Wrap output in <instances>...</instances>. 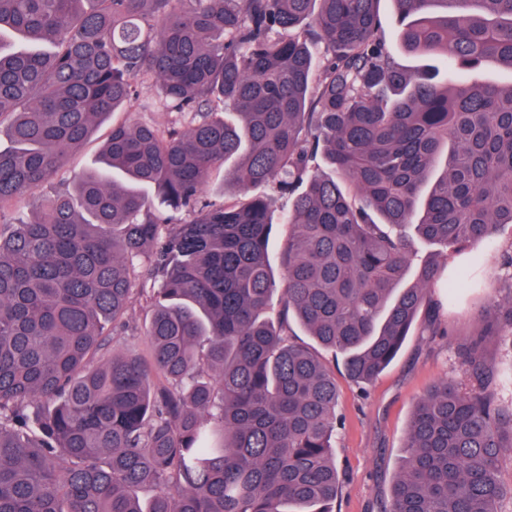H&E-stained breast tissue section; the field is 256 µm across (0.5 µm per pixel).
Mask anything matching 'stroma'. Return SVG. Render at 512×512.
Returning a JSON list of instances; mask_svg holds the SVG:
<instances>
[{
	"label": "stroma",
	"mask_w": 512,
	"mask_h": 512,
	"mask_svg": "<svg viewBox=\"0 0 512 512\" xmlns=\"http://www.w3.org/2000/svg\"><path fill=\"white\" fill-rule=\"evenodd\" d=\"M379 13L394 56L408 69L444 71L442 59L417 57L405 53L397 36V16L392 0H381ZM139 107L121 110L104 121L82 145L70 152L57 183L74 186L92 167L113 122L154 123L168 126L178 122L176 113L158 103L155 82L139 84ZM459 275L452 281L458 298L445 305L439 316L441 335L416 331L409 336L396 360L371 384H353L343 365L332 370L339 391L338 413L341 426L336 439V463L345 482L336 512H380L387 501L393 477L404 455V443L417 399L435 382L459 378L463 368L460 347L479 327L478 310L498 275L495 249L484 248L479 264L469 255L455 260Z\"/></svg>",
	"instance_id": "35a3bbf8"
}]
</instances>
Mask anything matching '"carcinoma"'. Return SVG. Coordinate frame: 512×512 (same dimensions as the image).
Returning <instances> with one entry per match:
<instances>
[{"instance_id":"1","label":"carcinoma","mask_w":512,"mask_h":512,"mask_svg":"<svg viewBox=\"0 0 512 512\" xmlns=\"http://www.w3.org/2000/svg\"><path fill=\"white\" fill-rule=\"evenodd\" d=\"M379 2L0 0V36L54 47L0 43V512H333L320 350L371 383L418 323L437 329L439 261L400 287L415 240L446 259L512 230V84L481 78L512 70V0H392L406 52L443 56L445 81L396 60ZM144 78L184 124H112L100 168L7 218ZM498 264L468 382L418 399L381 512L512 494V358L482 355L491 338L512 354V237ZM139 266L149 363L111 347Z\"/></svg>"}]
</instances>
